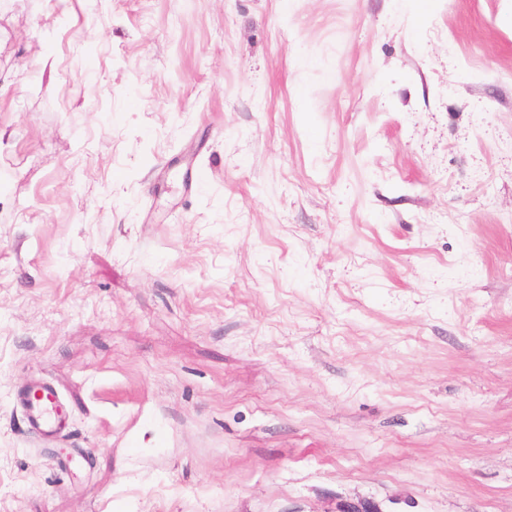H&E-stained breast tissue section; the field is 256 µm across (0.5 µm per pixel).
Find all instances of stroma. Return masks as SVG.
<instances>
[{"mask_svg": "<svg viewBox=\"0 0 512 512\" xmlns=\"http://www.w3.org/2000/svg\"><path fill=\"white\" fill-rule=\"evenodd\" d=\"M358 500L512 512V0H0V512ZM31 430L39 434L59 435L67 430L69 416L56 389L45 381H36L17 392Z\"/></svg>", "mask_w": 512, "mask_h": 512, "instance_id": "35a3bbf8", "label": "stroma"}]
</instances>
